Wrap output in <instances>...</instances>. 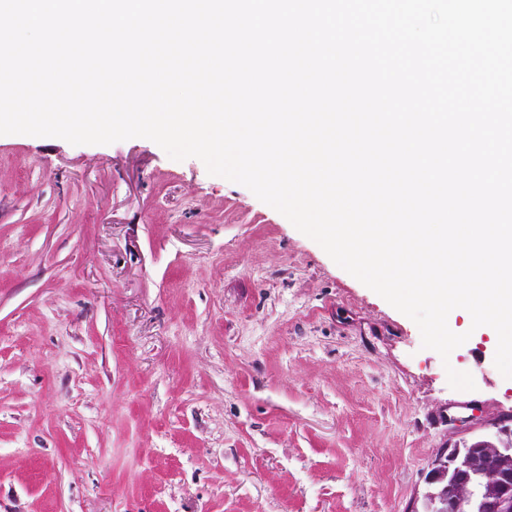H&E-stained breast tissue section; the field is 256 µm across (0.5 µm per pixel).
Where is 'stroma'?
Returning a JSON list of instances; mask_svg holds the SVG:
<instances>
[{
  "instance_id": "stroma-1",
  "label": "stroma",
  "mask_w": 512,
  "mask_h": 512,
  "mask_svg": "<svg viewBox=\"0 0 512 512\" xmlns=\"http://www.w3.org/2000/svg\"><path fill=\"white\" fill-rule=\"evenodd\" d=\"M448 325L444 360L200 159L0 135V512H409L512 413Z\"/></svg>"
}]
</instances>
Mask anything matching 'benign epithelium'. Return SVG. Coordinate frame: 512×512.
<instances>
[{"instance_id": "7a95c632", "label": "benign epithelium", "mask_w": 512, "mask_h": 512, "mask_svg": "<svg viewBox=\"0 0 512 512\" xmlns=\"http://www.w3.org/2000/svg\"><path fill=\"white\" fill-rule=\"evenodd\" d=\"M512 416L502 415L497 431L483 436L475 448L493 449L499 465L489 488L474 497L470 483L473 470L480 464L475 457L464 455L461 446L443 448L435 456L426 480L427 487L419 500L425 512H512Z\"/></svg>"}]
</instances>
